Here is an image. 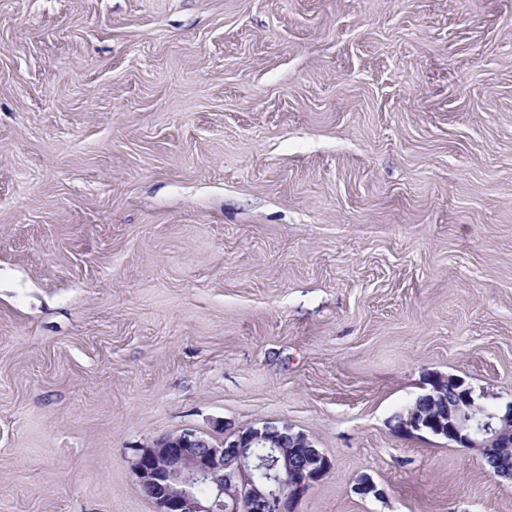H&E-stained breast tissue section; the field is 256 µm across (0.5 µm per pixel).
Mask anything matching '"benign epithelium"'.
<instances>
[{
	"mask_svg": "<svg viewBox=\"0 0 512 512\" xmlns=\"http://www.w3.org/2000/svg\"><path fill=\"white\" fill-rule=\"evenodd\" d=\"M429 384L397 425L401 434L440 437L476 452L486 465L494 463L495 449L512 451V401L490 411L454 374L434 373ZM437 402L443 411L422 409ZM131 468L155 512H295L309 487L332 471L333 462L292 425L266 421L227 430L220 440L194 429L161 436L136 449ZM354 491L384 496L367 475Z\"/></svg>",
	"mask_w": 512,
	"mask_h": 512,
	"instance_id": "obj_1",
	"label": "benign epithelium"
}]
</instances>
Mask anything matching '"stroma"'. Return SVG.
I'll use <instances>...</instances> for the list:
<instances>
[{
	"instance_id": "35a3bbf8",
	"label": "stroma",
	"mask_w": 512,
	"mask_h": 512,
	"mask_svg": "<svg viewBox=\"0 0 512 512\" xmlns=\"http://www.w3.org/2000/svg\"><path fill=\"white\" fill-rule=\"evenodd\" d=\"M435 372L512 400V0H0V512L267 420L297 512H512Z\"/></svg>"
}]
</instances>
